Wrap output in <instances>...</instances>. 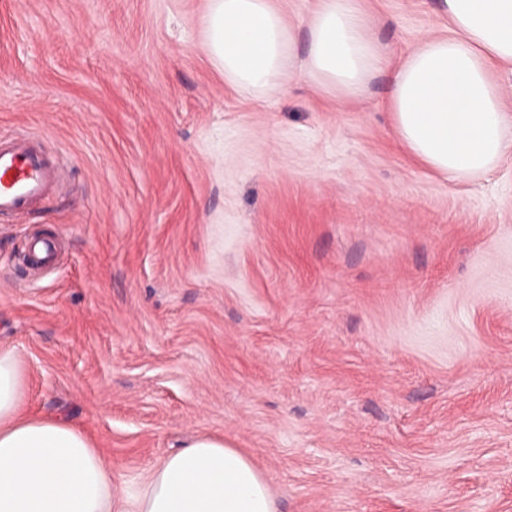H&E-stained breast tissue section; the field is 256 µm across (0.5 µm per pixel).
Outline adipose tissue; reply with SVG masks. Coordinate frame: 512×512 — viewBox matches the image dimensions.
<instances>
[{
	"label": "adipose tissue",
	"instance_id": "obj_1",
	"mask_svg": "<svg viewBox=\"0 0 512 512\" xmlns=\"http://www.w3.org/2000/svg\"><path fill=\"white\" fill-rule=\"evenodd\" d=\"M448 35L423 40L391 78L389 108L407 150L435 171L472 180L512 155V109L495 79L512 63V0H438ZM207 51L228 84L278 85L294 63L293 36L272 0H209ZM308 77L355 98L386 56L358 0H318L308 22ZM25 372L0 348V512H278L239 450L192 437L153 466L137 491L84 431L26 412Z\"/></svg>",
	"mask_w": 512,
	"mask_h": 512
}]
</instances>
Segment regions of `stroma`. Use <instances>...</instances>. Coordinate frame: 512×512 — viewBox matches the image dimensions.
<instances>
[{"instance_id": "stroma-1", "label": "stroma", "mask_w": 512, "mask_h": 512, "mask_svg": "<svg viewBox=\"0 0 512 512\" xmlns=\"http://www.w3.org/2000/svg\"><path fill=\"white\" fill-rule=\"evenodd\" d=\"M295 66L224 81L209 0H0V131L59 161L0 222V346L27 409L82 427L137 487L195 434L279 512H512V157L414 160L395 67L437 0H359L386 52L364 93L303 71L317 0H273ZM59 242L46 269L22 251Z\"/></svg>"}]
</instances>
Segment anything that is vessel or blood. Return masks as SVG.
<instances>
[{"label": "vessel or blood", "instance_id": "obj_1", "mask_svg": "<svg viewBox=\"0 0 512 512\" xmlns=\"http://www.w3.org/2000/svg\"><path fill=\"white\" fill-rule=\"evenodd\" d=\"M55 176L56 164L37 139L0 135V220L39 206L49 196ZM27 253L35 264L51 263L56 243L47 237L32 238Z\"/></svg>", "mask_w": 512, "mask_h": 512}]
</instances>
